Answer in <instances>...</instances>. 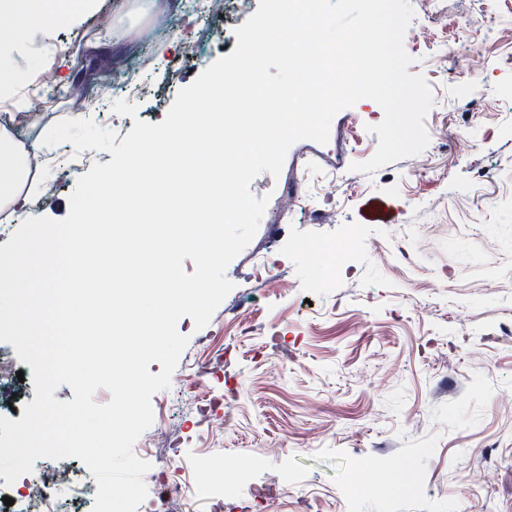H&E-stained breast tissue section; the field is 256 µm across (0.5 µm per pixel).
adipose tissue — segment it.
I'll return each mask as SVG.
<instances>
[{"instance_id": "ef3b65f1", "label": "adipose tissue", "mask_w": 512, "mask_h": 512, "mask_svg": "<svg viewBox=\"0 0 512 512\" xmlns=\"http://www.w3.org/2000/svg\"><path fill=\"white\" fill-rule=\"evenodd\" d=\"M96 0H0V45L32 35L35 24L65 20L93 11ZM36 184L24 163V149L14 135L0 128V210L21 212Z\"/></svg>"}]
</instances>
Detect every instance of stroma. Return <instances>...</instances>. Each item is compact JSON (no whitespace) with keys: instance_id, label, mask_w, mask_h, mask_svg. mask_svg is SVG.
<instances>
[{"instance_id":"35a3bbf8","label":"stroma","mask_w":512,"mask_h":512,"mask_svg":"<svg viewBox=\"0 0 512 512\" xmlns=\"http://www.w3.org/2000/svg\"><path fill=\"white\" fill-rule=\"evenodd\" d=\"M213 19L194 57L182 58L187 0H98L108 25L90 17L36 30L5 60L37 76L53 65L68 81L99 79L96 60L141 68L142 52L168 44L141 68L147 86L136 117L83 102L70 90L41 92L37 125L8 122L23 144L40 146L54 124L90 118L119 136L135 121L164 120L179 90L233 52L234 31L259 7ZM427 39L407 45L408 71L423 76L434 104L427 130L446 127L424 153L432 168L407 178V160L373 174L356 171L379 138L367 132L381 108L359 100L339 111L329 139L296 142L279 177L257 175L269 201L250 245L228 266L234 288L210 323H178L189 342L165 407L175 451L163 466L201 488L195 512H258L265 489L279 492L268 512H512V0H477L487 23L467 31L455 0H441ZM478 46L498 124L469 105V79L449 43ZM474 141L456 159L458 130ZM338 202L324 219L282 218L283 193L313 191L317 179ZM386 205L369 224L367 202ZM250 316L236 321L237 309ZM201 378L213 402L233 396L221 432L196 410Z\"/></svg>"}]
</instances>
